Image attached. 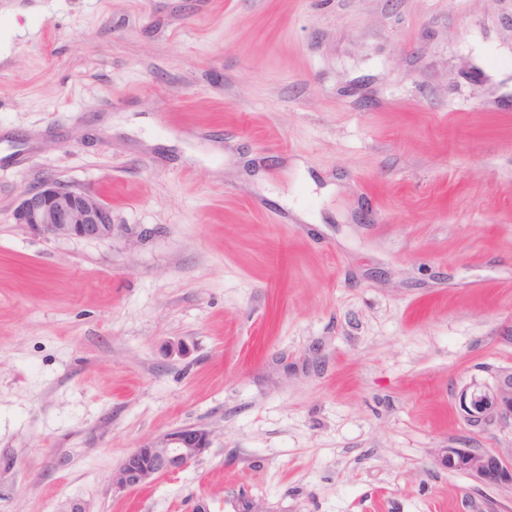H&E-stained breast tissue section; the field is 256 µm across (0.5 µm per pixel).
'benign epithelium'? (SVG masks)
<instances>
[{
    "label": "benign epithelium",
    "mask_w": 512,
    "mask_h": 512,
    "mask_svg": "<svg viewBox=\"0 0 512 512\" xmlns=\"http://www.w3.org/2000/svg\"><path fill=\"white\" fill-rule=\"evenodd\" d=\"M16 222L52 238L112 239V214L101 199L56 180L25 193L15 213ZM469 426L483 430L494 425L512 427V370H503L491 386L463 394ZM210 448V432L203 426L179 427L130 452L113 472L112 488L137 489L197 461ZM441 460L479 483L512 486V459L481 448H443Z\"/></svg>",
    "instance_id": "1"
}]
</instances>
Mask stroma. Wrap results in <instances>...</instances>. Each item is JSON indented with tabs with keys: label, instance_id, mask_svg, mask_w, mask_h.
Wrapping results in <instances>:
<instances>
[{
	"label": "stroma",
	"instance_id": "1",
	"mask_svg": "<svg viewBox=\"0 0 512 512\" xmlns=\"http://www.w3.org/2000/svg\"><path fill=\"white\" fill-rule=\"evenodd\" d=\"M505 369L512 0H0V512H512L438 461ZM16 222L52 238L112 239V214L90 191H79L56 180H46L26 192L15 213ZM210 448V432L203 426L179 427L135 448L113 472L112 487L128 491L156 478L177 473Z\"/></svg>",
	"mask_w": 512,
	"mask_h": 512
}]
</instances>
